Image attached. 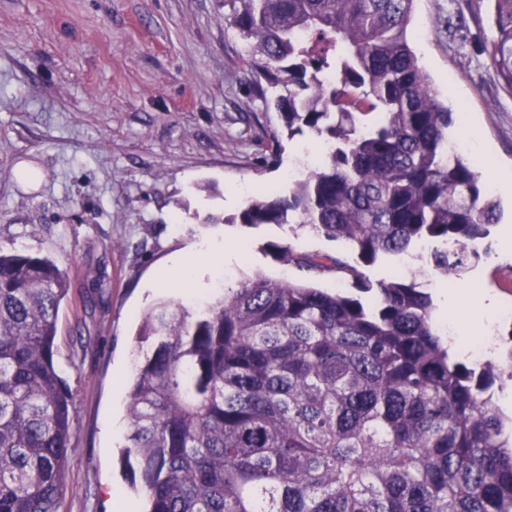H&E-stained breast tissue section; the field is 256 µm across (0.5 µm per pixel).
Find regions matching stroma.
<instances>
[{"instance_id":"1","label":"stroma","mask_w":512,"mask_h":512,"mask_svg":"<svg viewBox=\"0 0 512 512\" xmlns=\"http://www.w3.org/2000/svg\"><path fill=\"white\" fill-rule=\"evenodd\" d=\"M487 0H416L409 37L449 106L455 139L493 181L501 222L455 278L430 263L434 243L364 262L345 243L290 224L248 226L238 215L265 187L287 194L290 168L312 164L309 136L282 138L277 112L249 81L244 45L224 0H0V250L65 270L56 365L72 398V451L60 512H117L113 490L142 502L122 462L127 378L146 311L161 300L195 309L260 274L356 294L370 282L415 281L436 294L485 290L512 308V94L483 51ZM281 137L279 162L268 164ZM289 245L284 262L271 245ZM206 274L193 294L172 273L176 254ZM309 255L321 267L297 264ZM349 270L333 268L331 258Z\"/></svg>"}]
</instances>
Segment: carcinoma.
<instances>
[{
  "instance_id": "cac0c4a2",
  "label": "carcinoma",
  "mask_w": 512,
  "mask_h": 512,
  "mask_svg": "<svg viewBox=\"0 0 512 512\" xmlns=\"http://www.w3.org/2000/svg\"><path fill=\"white\" fill-rule=\"evenodd\" d=\"M485 51L512 94V0H490ZM414 0H224L256 95L288 137L330 146L286 195L259 191L241 224H290L366 263L441 239L459 274L500 202L448 153L454 112L408 38ZM361 299L257 274L191 312L162 303L129 386L126 454L146 512H512L504 362L469 367L428 293L363 280ZM71 288L51 259L0 252V512H59L71 395L55 364Z\"/></svg>"
}]
</instances>
